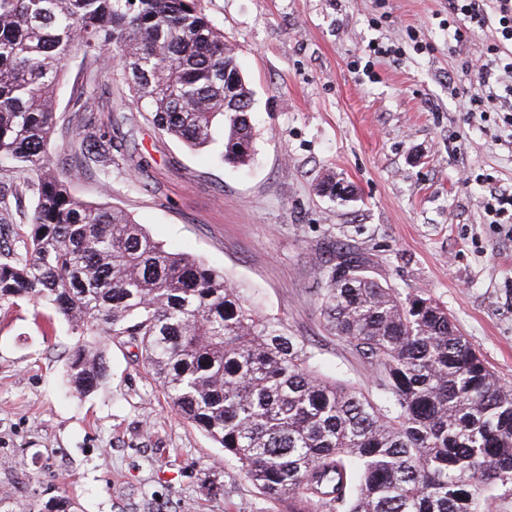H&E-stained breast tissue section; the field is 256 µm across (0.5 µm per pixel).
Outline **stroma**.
Listing matches in <instances>:
<instances>
[{"mask_svg":"<svg viewBox=\"0 0 512 512\" xmlns=\"http://www.w3.org/2000/svg\"><path fill=\"white\" fill-rule=\"evenodd\" d=\"M448 0H201L254 92L256 153L224 164L161 133L138 111L112 52L73 53L56 92L51 171L90 202L127 212L157 241L255 291L314 350L321 372L380 394L367 360L330 336L319 269L338 247L370 275L440 302L500 382L512 387V226L486 223V185H512V132L468 117L449 80L481 40L449 48ZM428 42L353 68L371 43ZM93 115L112 140L107 173L81 169L72 132ZM348 186L330 199L319 182ZM79 339L31 303L0 308V512H281L224 451L170 407L127 337L107 342L110 380L82 396L65 382Z\"/></svg>","mask_w":512,"mask_h":512,"instance_id":"1","label":"stroma"}]
</instances>
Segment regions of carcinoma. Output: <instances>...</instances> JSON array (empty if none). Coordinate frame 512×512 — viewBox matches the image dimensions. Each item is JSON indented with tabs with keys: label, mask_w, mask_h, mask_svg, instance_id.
<instances>
[{
	"label": "carcinoma",
	"mask_w": 512,
	"mask_h": 512,
	"mask_svg": "<svg viewBox=\"0 0 512 512\" xmlns=\"http://www.w3.org/2000/svg\"><path fill=\"white\" fill-rule=\"evenodd\" d=\"M109 48L161 132L233 166L255 140L254 94L200 0H0V171L36 174L21 247L0 253V305L77 327L70 386L100 388V337H130L170 404L288 512H484L512 495V388L431 296L349 252L320 270L325 327L377 366L376 404L318 375L311 346L224 272L43 169L65 61Z\"/></svg>",
	"instance_id": "obj_1"
}]
</instances>
